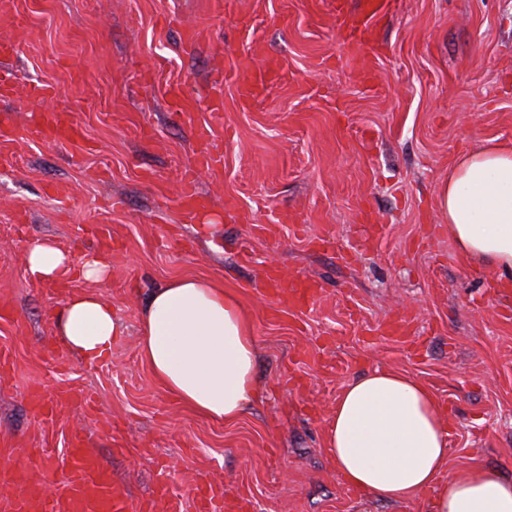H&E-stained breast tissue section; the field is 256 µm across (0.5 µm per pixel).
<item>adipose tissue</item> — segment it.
Segmentation results:
<instances>
[{
	"label": "adipose tissue",
	"instance_id": "obj_1",
	"mask_svg": "<svg viewBox=\"0 0 512 512\" xmlns=\"http://www.w3.org/2000/svg\"><path fill=\"white\" fill-rule=\"evenodd\" d=\"M440 220L459 254L512 280V147L491 142L460 155L439 185ZM32 272L54 282L74 274L102 279L99 255L74 261L42 242ZM56 333L82 361L111 354L126 325L92 291L71 295L55 314ZM139 352L154 381L201 417L232 423L261 389L254 322L220 281L185 277L150 290L139 314ZM448 427L432 390L412 375L374 370L350 382L326 422V448L350 485L404 502L430 488L429 512H512V478L476 466L445 472Z\"/></svg>",
	"mask_w": 512,
	"mask_h": 512
}]
</instances>
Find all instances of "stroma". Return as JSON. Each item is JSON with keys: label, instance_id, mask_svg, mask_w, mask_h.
I'll list each match as a JSON object with an SVG mask.
<instances>
[{"label": "stroma", "instance_id": "stroma-1", "mask_svg": "<svg viewBox=\"0 0 512 512\" xmlns=\"http://www.w3.org/2000/svg\"><path fill=\"white\" fill-rule=\"evenodd\" d=\"M331 2L223 0L218 13L210 0H0V38L17 45L0 59L13 85L0 126L23 132L0 141V470L26 460L27 481L56 484L78 433L156 512H197L209 485L224 512H427L432 490L368 498L324 447L341 391L389 369L435 393L447 470L512 478V287L459 255L437 206L457 155L512 147V0H394L375 52L359 57ZM271 61L279 80L242 103L237 77ZM41 83L54 96L30 99ZM172 83L212 128L221 179L196 172V133L165 97ZM214 98L223 112H210ZM40 112L68 114L80 138L27 133ZM191 171L208 201L195 224L177 194ZM39 241L103 253L109 273L45 280L27 262ZM273 268L314 282L316 302L278 307ZM183 276L222 282L253 318L265 392L235 423L181 406L139 357L146 295ZM81 291L127 326L93 365L53 319Z\"/></svg>", "mask_w": 512, "mask_h": 512}]
</instances>
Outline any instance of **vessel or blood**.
Segmentation results:
<instances>
[{"label":"vessel or blood","instance_id":"b4317fda","mask_svg":"<svg viewBox=\"0 0 512 512\" xmlns=\"http://www.w3.org/2000/svg\"><path fill=\"white\" fill-rule=\"evenodd\" d=\"M389 6L390 0H335L334 18L343 44L356 50L374 48L377 22L388 12ZM275 78L270 67L253 69L238 82L241 98L247 102L256 100ZM36 129L57 139L73 140L79 135L77 127L61 112L44 115ZM196 136L200 144L199 168L219 174L223 158L210 148V131L197 130ZM179 202L185 222L197 223L205 202L191 179H184ZM22 473L19 467L0 473V497L8 500L10 512H152L153 509L152 503L128 498L99 468L95 457L83 448L77 435L71 438L68 461L55 495L46 494L35 483L17 490L16 483Z\"/></svg>","mask_w":512,"mask_h":512}]
</instances>
